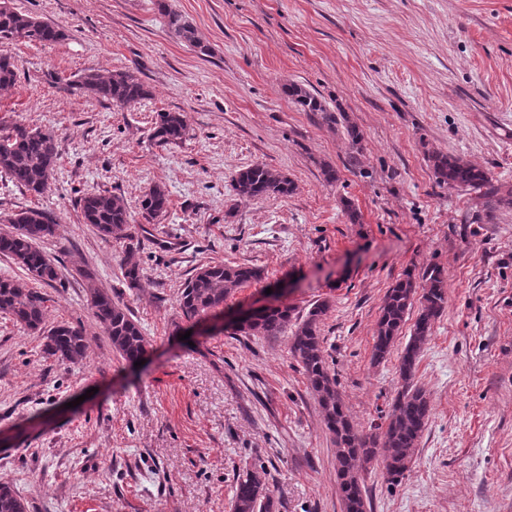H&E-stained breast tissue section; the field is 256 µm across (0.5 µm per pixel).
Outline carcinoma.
<instances>
[{
	"label": "carcinoma",
	"mask_w": 512,
	"mask_h": 512,
	"mask_svg": "<svg viewBox=\"0 0 512 512\" xmlns=\"http://www.w3.org/2000/svg\"><path fill=\"white\" fill-rule=\"evenodd\" d=\"M166 18L168 31L187 45L207 53L195 28L181 13L171 9L166 0H157ZM59 26L14 11L9 5L0 7V88L14 86L19 78L16 58L9 51L16 41L55 43L65 39ZM68 87L120 107H133L146 99L150 91L131 70L113 72L104 78L84 72ZM283 94L301 112H312L322 123L344 124L349 145L360 150L362 135L348 117L329 108L321 98L302 85L285 84ZM189 136L187 117L181 112H161L155 122L152 138L159 145L178 144ZM58 160L54 133L30 127L11 118L0 117V176L35 196L51 185ZM434 175L441 185L461 191L481 192L492 197L491 206H512V188L505 193L491 188L488 170L458 157L435 151L429 156ZM232 189L243 199H260L270 195L286 196L294 186L288 176L263 163L239 170L232 179ZM168 195L160 186L145 192L140 212L149 224H157L168 211ZM83 223L92 225L104 239L122 241L129 238L131 214L123 198L107 191L84 194L79 199ZM13 230L0 233V255L11 259L33 280L50 285L60 278L59 266L40 248V243L55 234L56 225L35 209L20 211L10 218ZM123 277L131 288H141L145 276L133 258L126 259ZM263 271L248 264L227 266L210 263L195 269L184 282L177 298L179 318L196 323L224 302L242 286L259 282ZM447 301V282L443 270L426 267L421 276L408 271L387 291L376 323L372 360L385 361L401 334L410 312L417 310L408 342L400 354L401 390L393 398L385 414V427L379 438L364 436L350 422L344 410L336 377L331 374L323 350L320 321L328 303L317 302L305 317L295 322L294 309L288 305L269 307L254 319L236 328L242 336L272 338L291 331L290 351L301 365L322 410L323 423L334 438L336 476L343 512H368L370 504L360 481L363 463L381 460L387 479L400 481L408 470L430 416L431 402L425 391L414 383L417 362L423 345L432 334L434 323ZM46 297L34 288L11 277H0V313L21 327L44 332V353L61 362L82 361L88 349L87 337L79 326L59 322L45 328ZM88 304L93 317L110 338L112 347L128 363L140 360L149 342L133 315L101 288H89ZM276 502L265 482L264 473L247 470L237 475L232 512H274ZM0 512H27L25 500L8 483L0 482Z\"/></svg>",
	"instance_id": "carcinoma-1"
}]
</instances>
